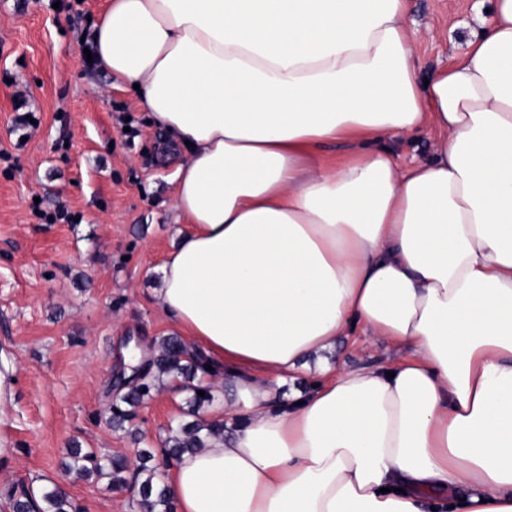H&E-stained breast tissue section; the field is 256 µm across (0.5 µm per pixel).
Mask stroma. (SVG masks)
<instances>
[{
  "label": "stroma",
  "mask_w": 512,
  "mask_h": 512,
  "mask_svg": "<svg viewBox=\"0 0 512 512\" xmlns=\"http://www.w3.org/2000/svg\"><path fill=\"white\" fill-rule=\"evenodd\" d=\"M105 3L0 0V487L55 484L84 512H135L129 492L60 466L75 442L135 460L132 438L110 424L118 354L127 337L150 344L174 331L155 296L179 227L171 172L157 164L164 132L80 49ZM408 4L422 82L462 52L463 26L492 0ZM19 100L38 119L24 139ZM438 137L429 125L387 145L406 168ZM60 208L78 223L48 221ZM392 355L356 331L336 345L348 367ZM185 409L158 385L135 420L145 445L159 447Z\"/></svg>",
  "instance_id": "stroma-1"
}]
</instances>
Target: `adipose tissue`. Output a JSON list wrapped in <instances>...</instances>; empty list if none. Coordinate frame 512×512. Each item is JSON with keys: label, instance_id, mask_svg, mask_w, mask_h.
<instances>
[{"label": "adipose tissue", "instance_id": "adipose-tissue-1", "mask_svg": "<svg viewBox=\"0 0 512 512\" xmlns=\"http://www.w3.org/2000/svg\"><path fill=\"white\" fill-rule=\"evenodd\" d=\"M407 13L107 0L94 26L175 167L156 299L222 378L177 512H512V0L423 84ZM427 124L400 168L384 141ZM355 324L408 356L332 362ZM439 137L438 130L429 125L414 135L389 139L386 145L394 151L400 166L406 168L416 160L430 157L433 144Z\"/></svg>", "mask_w": 512, "mask_h": 512}]
</instances>
